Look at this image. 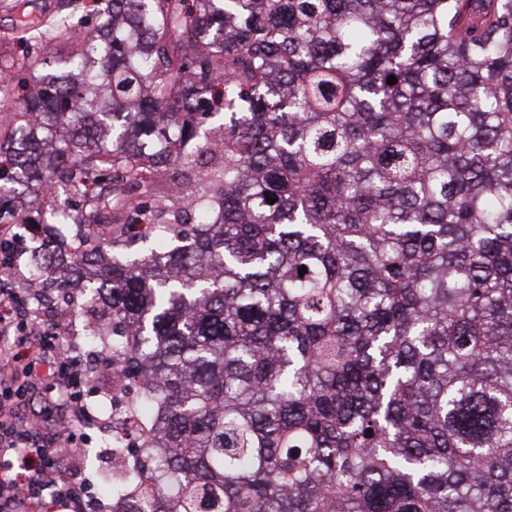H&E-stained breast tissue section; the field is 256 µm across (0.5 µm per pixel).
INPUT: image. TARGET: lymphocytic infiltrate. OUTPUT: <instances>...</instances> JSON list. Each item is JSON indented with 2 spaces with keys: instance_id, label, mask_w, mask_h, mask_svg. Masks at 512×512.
Instances as JSON below:
<instances>
[{
  "instance_id": "lymphocytic-infiltrate-1",
  "label": "lymphocytic infiltrate",
  "mask_w": 512,
  "mask_h": 512,
  "mask_svg": "<svg viewBox=\"0 0 512 512\" xmlns=\"http://www.w3.org/2000/svg\"><path fill=\"white\" fill-rule=\"evenodd\" d=\"M27 249L12 225L0 226V512H35L44 500L75 495L66 458L75 430L89 418L79 387L85 373L69 342L51 331L36 287L20 260ZM40 391L43 405L26 429L16 414L25 394Z\"/></svg>"
}]
</instances>
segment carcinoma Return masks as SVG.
I'll use <instances>...</instances> for the list:
<instances>
[{
    "label": "carcinoma",
    "instance_id": "carcinoma-1",
    "mask_svg": "<svg viewBox=\"0 0 512 512\" xmlns=\"http://www.w3.org/2000/svg\"><path fill=\"white\" fill-rule=\"evenodd\" d=\"M86 8L15 20L0 224L112 363V512H512V0Z\"/></svg>",
    "mask_w": 512,
    "mask_h": 512
}]
</instances>
